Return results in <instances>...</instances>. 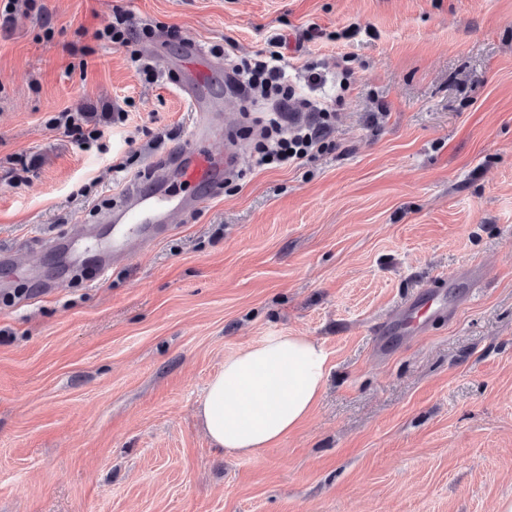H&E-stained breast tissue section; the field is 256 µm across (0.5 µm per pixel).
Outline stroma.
Here are the masks:
<instances>
[{"mask_svg":"<svg viewBox=\"0 0 512 512\" xmlns=\"http://www.w3.org/2000/svg\"><path fill=\"white\" fill-rule=\"evenodd\" d=\"M0 24V512H498L512 499V0H37ZM158 74L95 40L113 6ZM180 40L168 42L167 28ZM288 39L323 150L251 156L265 99L217 72L240 174L96 283L42 246L179 154L186 43L238 62ZM316 67L320 84L307 81ZM87 112L101 145L50 126ZM126 122L113 121L117 111ZM480 268L451 319L376 349L421 285ZM292 333L328 354L301 427L259 456L197 416L226 358Z\"/></svg>","mask_w":512,"mask_h":512,"instance_id":"obj_1","label":"stroma"}]
</instances>
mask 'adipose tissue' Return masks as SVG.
<instances>
[{"label":"adipose tissue","instance_id":"ef3b65f1","mask_svg":"<svg viewBox=\"0 0 512 512\" xmlns=\"http://www.w3.org/2000/svg\"><path fill=\"white\" fill-rule=\"evenodd\" d=\"M327 353L305 336L275 334L240 350L209 381L199 406L213 443L250 456L282 441L309 415Z\"/></svg>","mask_w":512,"mask_h":512}]
</instances>
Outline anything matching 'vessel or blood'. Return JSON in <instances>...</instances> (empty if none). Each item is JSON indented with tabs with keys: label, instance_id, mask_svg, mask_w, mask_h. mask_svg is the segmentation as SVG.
I'll return each mask as SVG.
<instances>
[{
	"label": "vessel or blood",
	"instance_id": "obj_1",
	"mask_svg": "<svg viewBox=\"0 0 512 512\" xmlns=\"http://www.w3.org/2000/svg\"><path fill=\"white\" fill-rule=\"evenodd\" d=\"M185 69L179 88L187 95L193 111L205 112L209 103L201 90L210 82L215 61L198 44H187L183 52ZM207 134H199L187 151L163 163L152 165L148 178L132 179L124 185L113 208L102 212L99 221L111 225L110 239L90 234L65 241L50 238V249L79 262L84 248L96 249L101 274L132 255L138 247L151 244L170 229L169 218L176 213L202 207L222 186L224 174L238 167L241 151L237 141H229L223 153L205 148ZM446 287L433 282L419 290L410 305L398 307L379 329L378 347H385L390 336H406L413 314L430 308L434 313L448 310Z\"/></svg>",
	"mask_w": 512,
	"mask_h": 512
}]
</instances>
